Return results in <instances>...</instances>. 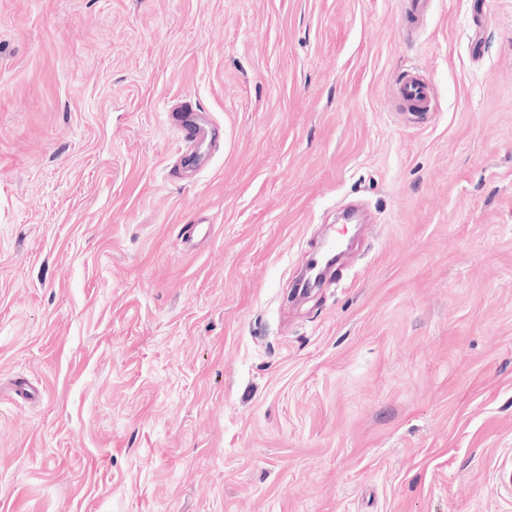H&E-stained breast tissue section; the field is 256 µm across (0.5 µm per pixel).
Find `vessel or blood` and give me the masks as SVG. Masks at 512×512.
<instances>
[{
    "label": "vessel or blood",
    "mask_w": 512,
    "mask_h": 512,
    "mask_svg": "<svg viewBox=\"0 0 512 512\" xmlns=\"http://www.w3.org/2000/svg\"><path fill=\"white\" fill-rule=\"evenodd\" d=\"M394 95L401 111L413 112L424 118L431 97L430 85L414 71L405 72L393 85ZM169 119L182 144L181 153L170 170V176L182 180L194 174L201 159L215 147L221 138L219 127L200 112L192 102L180 101L170 112Z\"/></svg>",
    "instance_id": "b4317fda"
}]
</instances>
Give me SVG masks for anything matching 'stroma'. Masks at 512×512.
Returning a JSON list of instances; mask_svg holds the SVG:
<instances>
[{
	"mask_svg": "<svg viewBox=\"0 0 512 512\" xmlns=\"http://www.w3.org/2000/svg\"><path fill=\"white\" fill-rule=\"evenodd\" d=\"M404 5L0 0V512H512V0ZM401 112H414L423 121L431 97V86L415 71H406L393 85ZM169 119L182 144L170 177L182 180L194 174L201 167V159L219 143L220 128L200 112L198 106L187 100H181L173 108Z\"/></svg>",
	"mask_w": 512,
	"mask_h": 512,
	"instance_id": "obj_1",
	"label": "stroma"
}]
</instances>
